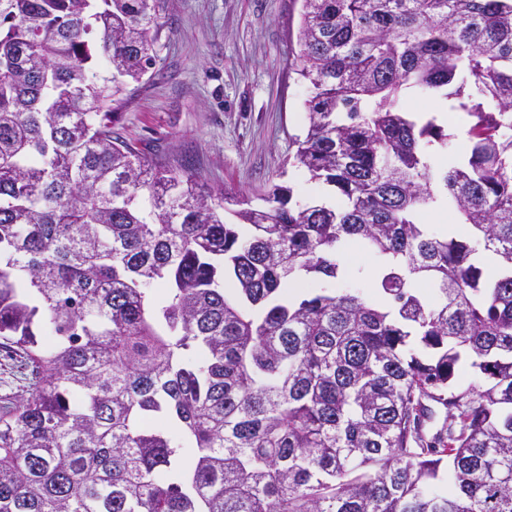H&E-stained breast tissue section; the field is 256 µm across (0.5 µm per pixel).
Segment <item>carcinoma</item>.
Here are the masks:
<instances>
[{
	"instance_id": "1",
	"label": "carcinoma",
	"mask_w": 512,
	"mask_h": 512,
	"mask_svg": "<svg viewBox=\"0 0 512 512\" xmlns=\"http://www.w3.org/2000/svg\"><path fill=\"white\" fill-rule=\"evenodd\" d=\"M301 2L293 165L338 205L114 134L163 0H0V512H512V0ZM447 113L448 120L446 118L444 120L439 119V123L444 126L445 130L448 128V133L454 135L453 148L458 156H463L466 154L468 147L465 121L459 120L454 112ZM348 261L350 271L338 288L370 292L372 289L370 288V274L376 265V258L353 244L348 248ZM19 364L0 351V395L21 391L26 385L24 374L29 373L18 366Z\"/></svg>"
}]
</instances>
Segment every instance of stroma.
<instances>
[{"instance_id": "obj_1", "label": "stroma", "mask_w": 512, "mask_h": 512, "mask_svg": "<svg viewBox=\"0 0 512 512\" xmlns=\"http://www.w3.org/2000/svg\"><path fill=\"white\" fill-rule=\"evenodd\" d=\"M300 0H165L158 76L113 129L143 157L190 161L216 192L260 205L280 183L294 198L334 200L293 167L309 87L294 53Z\"/></svg>"}]
</instances>
